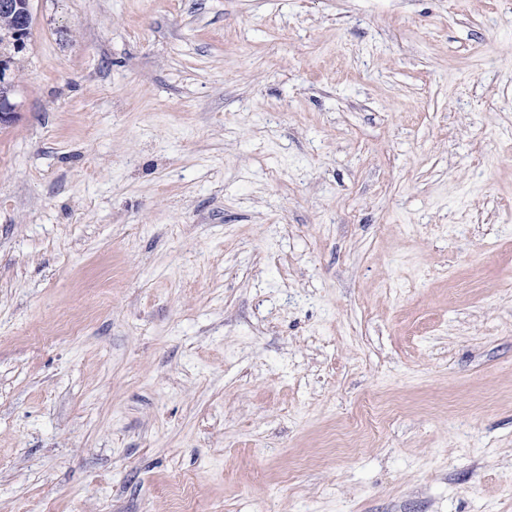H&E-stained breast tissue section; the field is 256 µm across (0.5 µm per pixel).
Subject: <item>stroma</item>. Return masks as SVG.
<instances>
[{
    "label": "stroma",
    "instance_id": "obj_1",
    "mask_svg": "<svg viewBox=\"0 0 512 512\" xmlns=\"http://www.w3.org/2000/svg\"><path fill=\"white\" fill-rule=\"evenodd\" d=\"M31 6L0 512H512V0Z\"/></svg>",
    "mask_w": 512,
    "mask_h": 512
}]
</instances>
